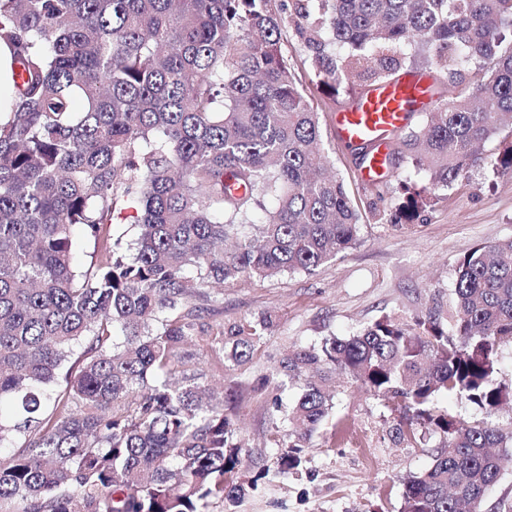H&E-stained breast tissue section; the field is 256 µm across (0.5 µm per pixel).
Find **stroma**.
Here are the masks:
<instances>
[{
  "mask_svg": "<svg viewBox=\"0 0 512 512\" xmlns=\"http://www.w3.org/2000/svg\"><path fill=\"white\" fill-rule=\"evenodd\" d=\"M281 50L299 86L321 117L326 151L344 177L359 213L356 243L314 272L226 284L212 304V317L227 322L271 316L273 326L245 367L232 372L245 394L235 415L239 435L256 466L274 467L271 395L261 387L293 346L349 336L388 316L410 323L431 310L448 312L457 262L475 247L512 239V173L481 167L470 171L410 224L390 223L373 207L354 154L336 137L331 118L348 104L317 90L306 55L282 19ZM333 414L346 418L335 440L315 437L303 470L270 476L236 502L210 512H399L404 480L426 469L441 444L429 435L411 447L394 445L390 407L350 379L337 377Z\"/></svg>",
  "mask_w": 512,
  "mask_h": 512,
  "instance_id": "stroma-1",
  "label": "stroma"
}]
</instances>
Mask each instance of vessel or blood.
<instances>
[{
	"instance_id": "obj_1",
	"label": "vessel or blood",
	"mask_w": 512,
	"mask_h": 512,
	"mask_svg": "<svg viewBox=\"0 0 512 512\" xmlns=\"http://www.w3.org/2000/svg\"><path fill=\"white\" fill-rule=\"evenodd\" d=\"M433 81L427 76L402 74L365 91L349 109L337 113L336 134L343 144H370L360 174L371 182L391 174L389 145L405 127L413 110L431 102Z\"/></svg>"
}]
</instances>
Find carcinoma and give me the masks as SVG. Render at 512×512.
Here are the masks:
<instances>
[{"instance_id":"cac0c4a2","label":"carcinoma","mask_w":512,"mask_h":512,"mask_svg":"<svg viewBox=\"0 0 512 512\" xmlns=\"http://www.w3.org/2000/svg\"><path fill=\"white\" fill-rule=\"evenodd\" d=\"M273 0H0L12 51L0 115V506L13 512H210L256 487L229 414L242 400L190 369L193 344L226 374L270 318L205 321L227 283L311 273L357 239L359 214L326 174L320 116L281 51ZM331 101L412 56L448 85L397 138L436 186L475 166L512 173V0H281ZM500 141L494 153L485 146ZM438 196L404 181L392 224ZM139 229L125 241L120 222ZM93 244L73 263L74 229ZM454 300L408 325L288 351L272 374L277 474L299 470L331 415L336 372L399 410L414 446L443 439L408 477L401 512H482L512 428L497 379L512 343V239L456 265ZM301 382L290 406L281 392ZM442 394L479 408L471 422Z\"/></svg>"}]
</instances>
